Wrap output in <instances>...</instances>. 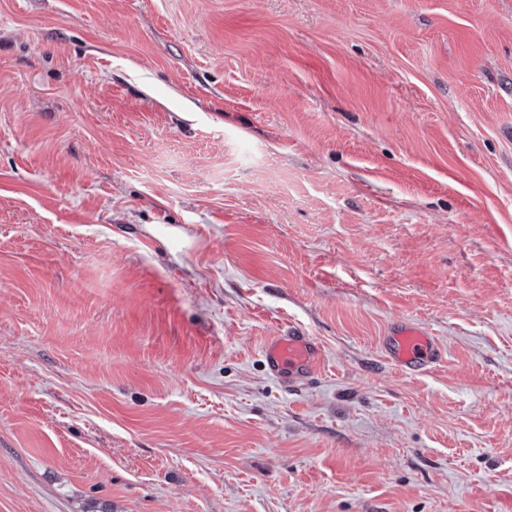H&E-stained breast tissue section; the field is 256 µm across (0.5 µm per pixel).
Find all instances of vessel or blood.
<instances>
[{
    "instance_id": "1",
    "label": "vessel or blood",
    "mask_w": 512,
    "mask_h": 512,
    "mask_svg": "<svg viewBox=\"0 0 512 512\" xmlns=\"http://www.w3.org/2000/svg\"><path fill=\"white\" fill-rule=\"evenodd\" d=\"M384 351L397 368L410 374L427 372L445 357L441 343L428 330L409 321L391 327ZM265 355L270 370L287 375L292 384L308 380L322 361L318 343L293 328L271 337Z\"/></svg>"
}]
</instances>
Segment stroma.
<instances>
[{"label":"stroma","mask_w":512,"mask_h":512,"mask_svg":"<svg viewBox=\"0 0 512 512\" xmlns=\"http://www.w3.org/2000/svg\"><path fill=\"white\" fill-rule=\"evenodd\" d=\"M0 512H512V0H0ZM384 351L400 370L419 374L440 365L445 357L441 343L425 328L413 322L391 327L385 337ZM265 355L270 370L277 375L288 373L290 384L308 380L322 361L318 343L291 326L271 337Z\"/></svg>","instance_id":"1"}]
</instances>
